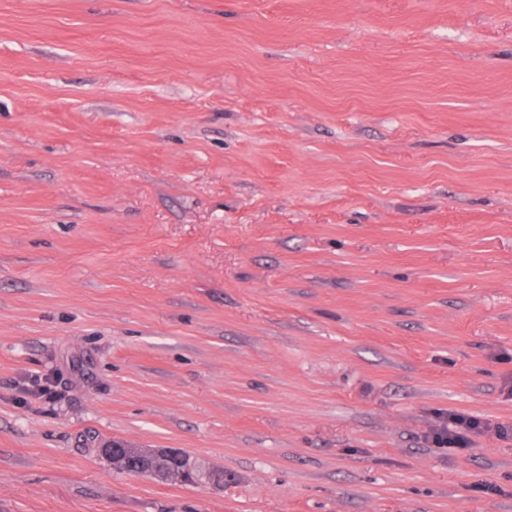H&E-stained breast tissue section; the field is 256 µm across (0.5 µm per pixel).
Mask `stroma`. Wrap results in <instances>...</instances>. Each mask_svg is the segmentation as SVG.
<instances>
[{"label":"stroma","instance_id":"1","mask_svg":"<svg viewBox=\"0 0 512 512\" xmlns=\"http://www.w3.org/2000/svg\"><path fill=\"white\" fill-rule=\"evenodd\" d=\"M499 426L512 0H0V512H512ZM440 423L432 429V441L441 447L470 448L472 436L488 429L487 423L459 412L440 416ZM127 453H132L137 455L141 460L145 462L144 469H141L137 474L150 473L149 469V461L155 454L166 453L171 458L176 459L177 462L182 465L180 469V474L183 478H189L188 483L191 485H200L205 483L206 481L213 483L211 485H216L215 482L219 481L218 479L223 478V475L215 474L217 477H211L209 473L203 472L199 466L193 461L192 457L184 451L176 448H152V449H140V448H124Z\"/></svg>","mask_w":512,"mask_h":512}]
</instances>
